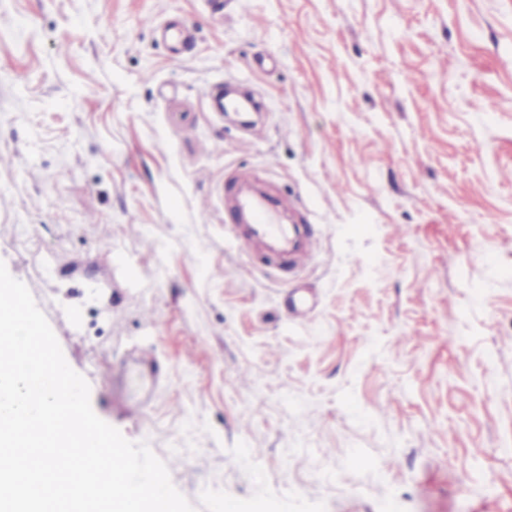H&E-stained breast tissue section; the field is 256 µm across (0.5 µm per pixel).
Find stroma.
I'll list each match as a JSON object with an SVG mask.
<instances>
[{
  "label": "stroma",
  "mask_w": 512,
  "mask_h": 512,
  "mask_svg": "<svg viewBox=\"0 0 512 512\" xmlns=\"http://www.w3.org/2000/svg\"><path fill=\"white\" fill-rule=\"evenodd\" d=\"M0 261L195 512H512V0H0ZM250 175L243 171L230 174L231 195L224 199V231L230 234L233 246L253 258L258 252L252 244L258 238L279 241L288 245L287 234L277 223L276 206L269 196L248 193L244 184ZM318 241L319 238L308 229L303 246L291 252L288 269L299 270L305 267L314 256Z\"/></svg>",
  "instance_id": "1"
}]
</instances>
